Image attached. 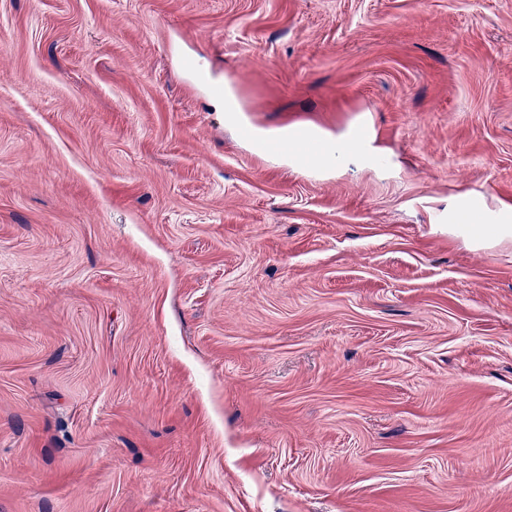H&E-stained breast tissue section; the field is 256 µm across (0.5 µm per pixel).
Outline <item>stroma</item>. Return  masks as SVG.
Segmentation results:
<instances>
[{
  "label": "stroma",
  "mask_w": 512,
  "mask_h": 512,
  "mask_svg": "<svg viewBox=\"0 0 512 512\" xmlns=\"http://www.w3.org/2000/svg\"><path fill=\"white\" fill-rule=\"evenodd\" d=\"M476 186L512 0H0V512H512Z\"/></svg>",
  "instance_id": "1"
}]
</instances>
